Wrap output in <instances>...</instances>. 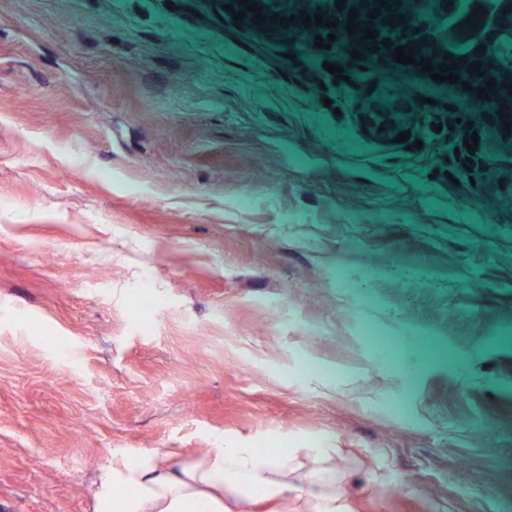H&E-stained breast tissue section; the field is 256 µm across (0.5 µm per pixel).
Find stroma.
Instances as JSON below:
<instances>
[{"instance_id": "1", "label": "stroma", "mask_w": 512, "mask_h": 512, "mask_svg": "<svg viewBox=\"0 0 512 512\" xmlns=\"http://www.w3.org/2000/svg\"><path fill=\"white\" fill-rule=\"evenodd\" d=\"M223 2L0 8V512L221 444L299 451L254 512H311L312 448L336 512H512V128L464 149L418 73L282 66ZM430 2L512 105V0Z\"/></svg>"}]
</instances>
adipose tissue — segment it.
Masks as SVG:
<instances>
[{"label":"adipose tissue","mask_w":512,"mask_h":512,"mask_svg":"<svg viewBox=\"0 0 512 512\" xmlns=\"http://www.w3.org/2000/svg\"><path fill=\"white\" fill-rule=\"evenodd\" d=\"M294 457L221 447L178 465L167 448L118 455L99 472L94 512H225V499L243 505L286 490Z\"/></svg>","instance_id":"obj_1"}]
</instances>
